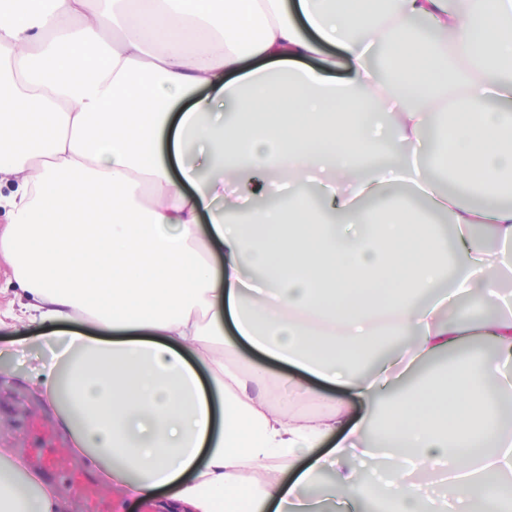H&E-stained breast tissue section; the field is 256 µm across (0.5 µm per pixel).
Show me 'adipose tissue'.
Masks as SVG:
<instances>
[{
	"label": "adipose tissue",
	"instance_id": "ef3b65f1",
	"mask_svg": "<svg viewBox=\"0 0 512 512\" xmlns=\"http://www.w3.org/2000/svg\"><path fill=\"white\" fill-rule=\"evenodd\" d=\"M352 66H337L324 43ZM395 73L382 78L379 47ZM371 102L365 119L355 106ZM453 113L433 155L457 190L406 160L355 174L373 142L421 145L431 113ZM295 188L251 223L238 204ZM315 182L343 218L298 190ZM512 0H0V251L27 298L0 309L43 325L51 351L0 377L51 409L69 451L108 491L169 512H512L491 482L512 475L497 395L512 393V311L497 278L512 245ZM415 187L451 214L454 241L399 201L362 218L360 199ZM452 293L417 298L448 270ZM479 295L496 315L440 314ZM247 344L292 367L288 402ZM458 350L448 370L401 386ZM341 385L330 402L306 378ZM397 462L364 484L367 432ZM447 470L444 496L418 471ZM23 451L0 445V512H64Z\"/></svg>",
	"mask_w": 512,
	"mask_h": 512
}]
</instances>
